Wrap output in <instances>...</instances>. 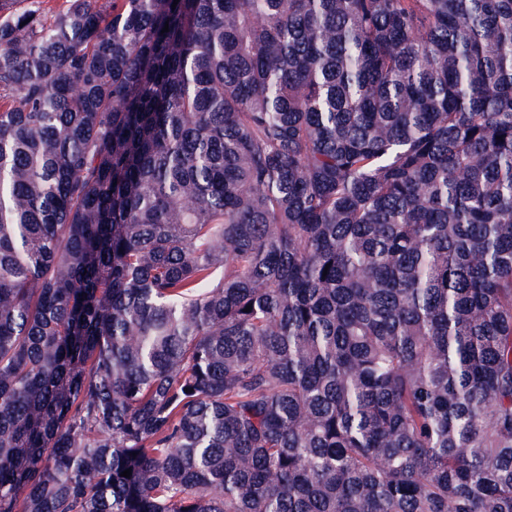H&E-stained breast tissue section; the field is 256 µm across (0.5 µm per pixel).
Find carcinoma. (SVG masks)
Listing matches in <instances>:
<instances>
[{"label": "carcinoma", "mask_w": 512, "mask_h": 512, "mask_svg": "<svg viewBox=\"0 0 512 512\" xmlns=\"http://www.w3.org/2000/svg\"><path fill=\"white\" fill-rule=\"evenodd\" d=\"M0 512H512V0H0Z\"/></svg>", "instance_id": "obj_1"}]
</instances>
